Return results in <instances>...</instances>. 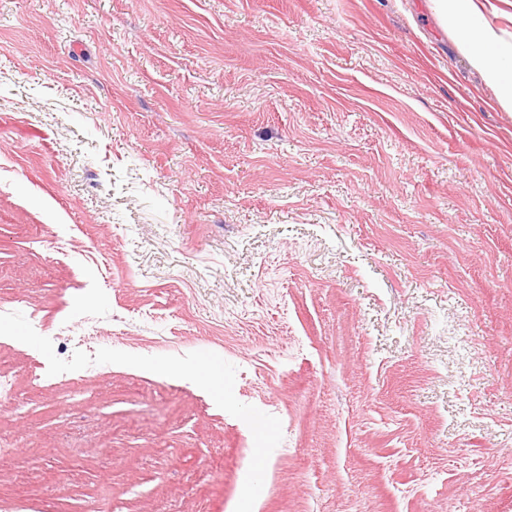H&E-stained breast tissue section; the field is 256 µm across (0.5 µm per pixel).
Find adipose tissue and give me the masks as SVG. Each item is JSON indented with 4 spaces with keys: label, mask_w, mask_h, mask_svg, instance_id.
I'll use <instances>...</instances> for the list:
<instances>
[{
    "label": "adipose tissue",
    "mask_w": 512,
    "mask_h": 512,
    "mask_svg": "<svg viewBox=\"0 0 512 512\" xmlns=\"http://www.w3.org/2000/svg\"><path fill=\"white\" fill-rule=\"evenodd\" d=\"M438 14L451 21L472 66L500 90L502 107L512 109V42L501 41L484 18L477 0H432Z\"/></svg>",
    "instance_id": "adipose-tissue-1"
}]
</instances>
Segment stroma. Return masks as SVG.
I'll use <instances>...</instances> for the list:
<instances>
[{
    "label": "stroma",
    "instance_id": "35a3bbf8",
    "mask_svg": "<svg viewBox=\"0 0 512 512\" xmlns=\"http://www.w3.org/2000/svg\"><path fill=\"white\" fill-rule=\"evenodd\" d=\"M245 503L512 512V110L431 0H0V512Z\"/></svg>",
    "mask_w": 512,
    "mask_h": 512
}]
</instances>
